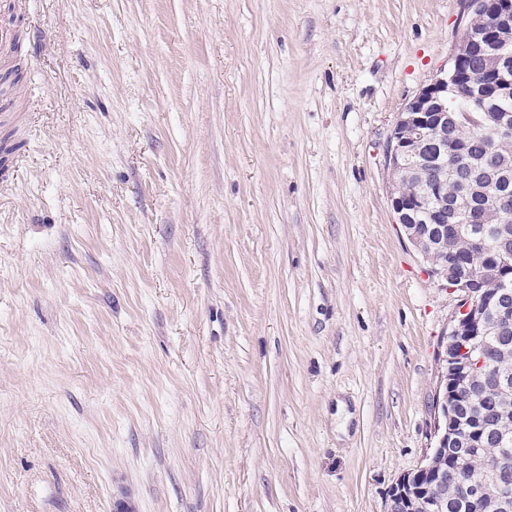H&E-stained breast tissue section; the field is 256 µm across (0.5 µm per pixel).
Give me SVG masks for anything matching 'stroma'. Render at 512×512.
<instances>
[{
  "mask_svg": "<svg viewBox=\"0 0 512 512\" xmlns=\"http://www.w3.org/2000/svg\"><path fill=\"white\" fill-rule=\"evenodd\" d=\"M461 11L0 0V512H387L455 300L383 148Z\"/></svg>",
  "mask_w": 512,
  "mask_h": 512,
  "instance_id": "obj_1",
  "label": "stroma"
}]
</instances>
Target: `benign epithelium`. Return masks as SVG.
Segmentation results:
<instances>
[{"label":"benign epithelium","instance_id":"1","mask_svg":"<svg viewBox=\"0 0 512 512\" xmlns=\"http://www.w3.org/2000/svg\"><path fill=\"white\" fill-rule=\"evenodd\" d=\"M463 16L470 17L485 10L492 22L484 28L466 23L461 38L450 57L448 70L424 86L410 99L398 114L387 139L384 163L391 173L402 168L408 158L427 150L424 172L447 164L448 130L455 132L454 152L466 155L473 149L472 137L477 133L505 134L512 130V113L503 110L504 100L512 97V0H462ZM487 61V78L480 82L469 79L472 61ZM499 175V170L488 165L456 168L447 174L457 185V197L441 202L439 208L427 209V198L443 196L442 182H431L426 198L408 201L391 195V206L399 224H414L409 234L411 242L425 260L438 245L454 236L468 232V225L489 221L492 215L472 203L476 182ZM508 248L500 245L490 254L492 265L500 271L499 278H512V264ZM465 262L431 261L430 271L446 282L456 304L448 323L446 380L439 383L434 396L435 445L425 462L389 490L388 502L399 499L411 502V512H436L437 500L411 495L412 482L424 478L435 479L442 485L449 480L462 479L461 474L444 468L436 459L445 458L451 448L462 439L458 425L461 406L460 390L472 381L503 396L512 390L506 376L488 373L489 353L479 343L486 335V325L479 307L483 302H495L503 322L512 321V306L507 298L490 294L478 280L464 274Z\"/></svg>","mask_w":512,"mask_h":512}]
</instances>
